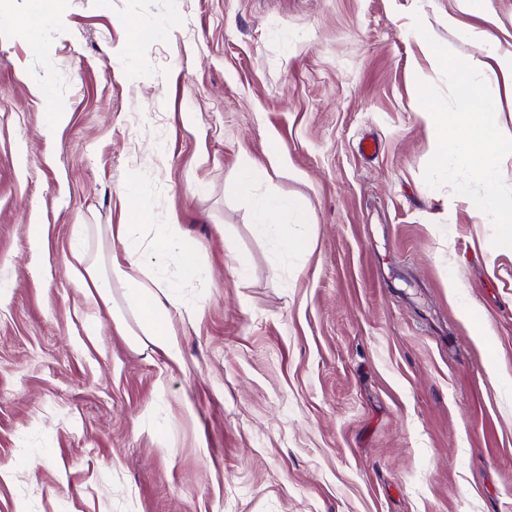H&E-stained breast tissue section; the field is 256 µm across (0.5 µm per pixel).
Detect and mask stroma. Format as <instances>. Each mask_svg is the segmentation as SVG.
I'll return each instance as SVG.
<instances>
[{
	"instance_id": "1",
	"label": "stroma",
	"mask_w": 512,
	"mask_h": 512,
	"mask_svg": "<svg viewBox=\"0 0 512 512\" xmlns=\"http://www.w3.org/2000/svg\"><path fill=\"white\" fill-rule=\"evenodd\" d=\"M8 7L0 512H512V253L424 180L414 81H445L409 27L487 71L512 137V0ZM246 156L310 211L307 251L278 257L228 193ZM130 192L201 247L174 360L67 276L74 226L106 251Z\"/></svg>"
}]
</instances>
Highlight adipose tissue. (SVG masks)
<instances>
[{"label":"adipose tissue","instance_id":"ef3b65f1","mask_svg":"<svg viewBox=\"0 0 512 512\" xmlns=\"http://www.w3.org/2000/svg\"><path fill=\"white\" fill-rule=\"evenodd\" d=\"M263 176V169L251 161H243L230 191L252 200L254 223L270 231L280 255L303 251L307 245L303 228L311 222L310 213L297 209L295 231L280 226L277 215L281 202L256 194ZM104 234L108 241L121 245V255H92L81 242H74L67 266L70 280L86 295L107 306L113 302V288H120L128 308L136 314V324L131 327L121 311L113 309V320L124 335L133 343L157 348L172 358L178 357L173 325L178 319H192L194 308L176 302L175 295L177 288L200 280L204 274L197 240L175 224H153L147 228L140 224H108ZM172 256L177 259L176 279L166 283L157 277L156 269Z\"/></svg>","mask_w":512,"mask_h":512}]
</instances>
